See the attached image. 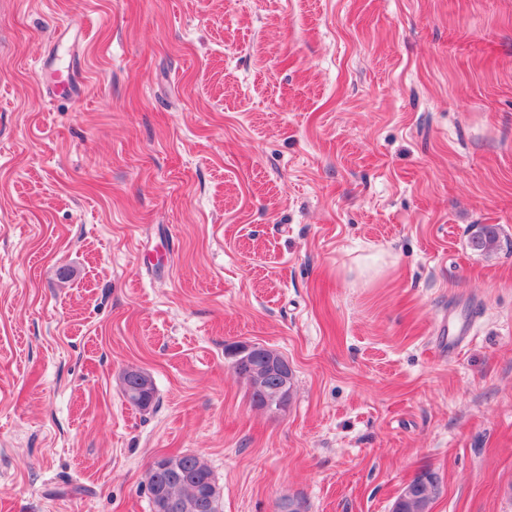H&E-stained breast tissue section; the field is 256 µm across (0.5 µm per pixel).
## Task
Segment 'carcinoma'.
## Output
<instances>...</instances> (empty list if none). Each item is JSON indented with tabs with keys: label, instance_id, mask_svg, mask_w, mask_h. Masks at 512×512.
Returning <instances> with one entry per match:
<instances>
[{
	"label": "carcinoma",
	"instance_id": "carcinoma-1",
	"mask_svg": "<svg viewBox=\"0 0 512 512\" xmlns=\"http://www.w3.org/2000/svg\"><path fill=\"white\" fill-rule=\"evenodd\" d=\"M472 248L481 254H495L500 249V236L497 226L484 225L471 238ZM258 374L264 377L265 390L258 396L249 393L251 402L267 410L281 411L288 406L291 399L293 382H288L286 388H281L280 378L257 364ZM173 467L158 470L152 466L146 471V481L149 490H154L155 484L167 485L170 496L178 501H197L212 499V506L203 512H220V488L216 485L212 472L207 463L193 454L175 455L170 459ZM425 481L416 489L414 495L402 498L396 497L391 512H431L435 499L441 492L440 480L437 474L429 469L422 471Z\"/></svg>",
	"mask_w": 512,
	"mask_h": 512
}]
</instances>
